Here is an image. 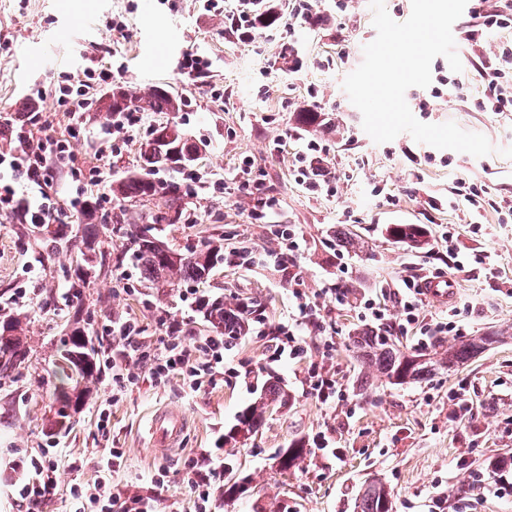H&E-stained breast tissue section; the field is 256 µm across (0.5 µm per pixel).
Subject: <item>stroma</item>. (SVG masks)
<instances>
[{
    "label": "stroma",
    "mask_w": 512,
    "mask_h": 512,
    "mask_svg": "<svg viewBox=\"0 0 512 512\" xmlns=\"http://www.w3.org/2000/svg\"><path fill=\"white\" fill-rule=\"evenodd\" d=\"M278 7L280 20L255 29L245 44L226 29L223 17L199 9L196 0H0V117H16L33 101L52 112L50 91L66 73L108 67L113 83L138 93L168 88L185 102L174 121L202 155L184 197L196 223L161 224L157 236L180 251L220 237L225 250L247 247L261 254L278 251L282 240L275 227L291 224L306 240L294 262L306 292L334 283L351 288L345 305L327 307L340 392L332 404L321 403L302 384L309 365L321 359L320 335L309 336L303 357L274 362L267 338L251 333L225 352L230 372L213 390L189 392L174 375L158 386L140 381L116 398L109 371H102L73 427L60 432L47 420L62 341L75 312L90 314L94 336L126 318L159 336L156 317L162 313L183 319L196 335L211 329L198 308L184 302V286L158 296L127 260V233L131 225L150 223L151 203L113 199L111 221L99 224L105 269L88 275L78 301L67 298L77 268L74 253L53 248L47 231H30L0 215V319L21 316L35 366L33 373L0 384V471L18 456L53 454L60 492L52 512H69L70 487L94 483L97 462L112 447L124 449L126 460L114 482L155 497L157 512H194L183 467L204 448L222 449L224 459L240 464L250 479L244 494L218 496L216 512H355L361 487L374 476L390 489L393 512H452L471 472L512 456V223L499 221L500 212L512 210V112L495 114L478 105V70L497 67L495 46L512 40V29L471 44L463 35L472 18L463 13L455 23L462 72H452L442 57L432 63L433 76L458 82V89L436 98L427 88L405 94L419 121H452L485 135L494 151L477 158L418 143L407 133L378 144L364 131L342 81L376 37L369 0H318L314 24L293 18L289 0ZM115 21L123 23L122 31L112 30ZM288 47L296 58L290 67L282 56ZM191 49L213 61L206 81L192 80L177 67ZM216 88L223 97H213ZM40 89L46 92L41 99ZM303 109L322 114L317 133L296 124L295 114ZM144 118L145 131L103 165L98 139L112 116L94 106L86 111L85 135L73 141V154L80 165L100 166L105 180L86 191L84 200L111 192L113 183L139 165L141 144L163 120L153 112ZM311 141L322 147V164L337 177L335 195L311 192L297 179L296 156ZM246 163L277 202L274 220L252 219V199H227L214 189L219 180L233 184ZM464 182L488 193L490 203L479 215L470 214L457 194ZM390 224L425 225L428 245L414 250L394 242L386 232ZM341 228L357 235L358 248L344 250L336 238ZM448 229L454 234L450 244L441 239ZM479 252L490 254L492 264L471 262ZM431 271L456 283L452 309L458 329L448 333V342L486 333L498 334L499 342L431 380L403 386L378 381L359 389L361 366L349 337L365 325L360 298L379 295L403 276ZM22 288L29 289V301L19 307L14 298ZM196 291L255 304L273 326L296 312L287 276L261 261L217 264ZM270 378L288 391V405L247 441L225 444V433ZM456 393L468 406L459 416L451 401ZM103 406L111 412L105 435L96 429ZM163 409L187 422L182 439L168 450L154 447L149 435L153 415ZM319 432L337 455L314 448ZM297 441L306 455L281 472L278 454ZM162 468L167 475L159 487L154 479Z\"/></svg>",
    "instance_id": "35a3bbf8"
}]
</instances>
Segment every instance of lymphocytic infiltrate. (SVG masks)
Wrapping results in <instances>:
<instances>
[{
    "label": "lymphocytic infiltrate",
    "mask_w": 512,
    "mask_h": 512,
    "mask_svg": "<svg viewBox=\"0 0 512 512\" xmlns=\"http://www.w3.org/2000/svg\"><path fill=\"white\" fill-rule=\"evenodd\" d=\"M470 13L475 24L467 31L466 41L475 42L512 27V0H503L497 9L488 6L487 0H473ZM497 50L501 67L480 74L484 94L480 106L486 112H512V43L500 42ZM111 82L112 72L105 69L95 73L93 82L77 81L67 75L55 86L56 109L68 120L64 135H48L51 120L37 110L21 113L11 122L10 134L16 144L0 151V212L12 215L21 224L59 222L60 210L49 192L54 182V164L73 158L71 141L82 131L81 119L89 105L91 85ZM420 282L416 274L398 281L403 293L402 317L390 322L392 330L403 334L408 326L420 324ZM292 295L296 300L295 319L270 330L272 357L277 361L293 360L306 353L308 332L322 329L324 323L323 303L299 287L293 288ZM158 325L161 335L155 341L145 336L143 326L134 318L105 326L106 336L112 339V351L104 365L112 372L113 388H129L144 377L161 385L173 375L180 376L192 392L223 382V335H190L182 320L167 314L159 317ZM420 326L424 336H438L456 328L455 322L445 318ZM124 457L123 449H110L97 463L99 476L93 485L71 487L72 512H155L153 498L113 486L112 474L121 468ZM201 457L207 460V469L188 465L183 480L195 496V512H212L216 505L213 480L223 471L224 464L206 450ZM56 472L57 463L45 450L15 463L11 484L21 512H42L46 503L58 495Z\"/></svg>",
    "instance_id": "1"
}]
</instances>
